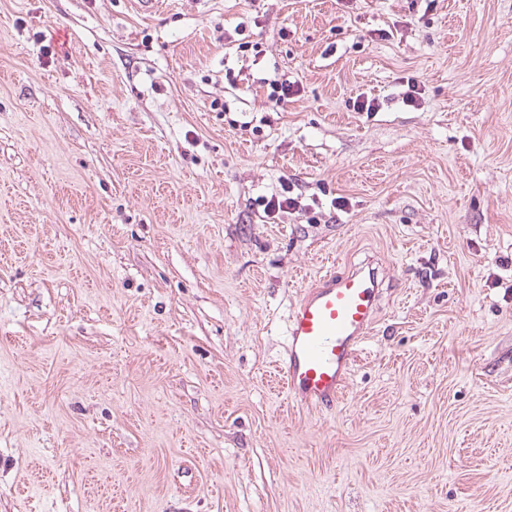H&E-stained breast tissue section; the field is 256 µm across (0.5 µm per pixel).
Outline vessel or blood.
<instances>
[{
  "label": "vessel or blood",
  "instance_id": "1",
  "mask_svg": "<svg viewBox=\"0 0 512 512\" xmlns=\"http://www.w3.org/2000/svg\"><path fill=\"white\" fill-rule=\"evenodd\" d=\"M386 280L372 262L328 271L300 294L287 319L276 371L292 403L328 411L342 400L368 339Z\"/></svg>",
  "mask_w": 512,
  "mask_h": 512
}]
</instances>
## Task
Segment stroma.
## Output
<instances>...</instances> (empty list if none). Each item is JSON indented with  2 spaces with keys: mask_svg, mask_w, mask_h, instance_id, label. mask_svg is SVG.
<instances>
[{
  "mask_svg": "<svg viewBox=\"0 0 512 512\" xmlns=\"http://www.w3.org/2000/svg\"><path fill=\"white\" fill-rule=\"evenodd\" d=\"M368 258L292 407L293 303ZM0 512H512V0H0ZM269 91L267 90V99L270 103L279 106L291 96L295 95L299 89L298 84L295 81H289L288 79H274L268 83ZM280 186L281 189L278 192L271 194L270 197H265L263 200V205L261 206H263L265 216H262V221L265 223H274L280 214L289 213L300 205L301 193H297L294 196V184L283 181ZM265 219L272 220V222H268ZM385 283L366 260L343 273L330 270L303 290L288 316V341L276 366L292 403L318 411L340 403Z\"/></svg>",
  "mask_w": 512,
  "mask_h": 512,
  "instance_id": "obj_1",
  "label": "stroma"
}]
</instances>
